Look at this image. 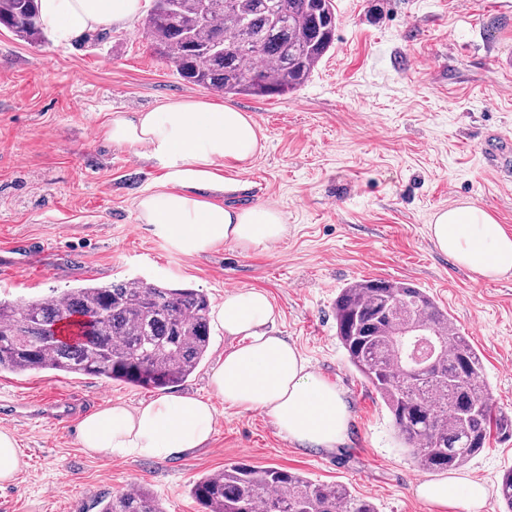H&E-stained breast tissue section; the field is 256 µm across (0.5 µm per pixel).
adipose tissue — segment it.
<instances>
[{"label": "adipose tissue", "mask_w": 512, "mask_h": 512, "mask_svg": "<svg viewBox=\"0 0 512 512\" xmlns=\"http://www.w3.org/2000/svg\"><path fill=\"white\" fill-rule=\"evenodd\" d=\"M143 0H39L40 18L56 44L90 32L124 26ZM105 139L154 162L162 177L137 201L141 223L154 225L172 249L198 255L227 242L245 251L280 242L287 233L282 213L267 204L231 209L204 198L227 189L223 171L245 168L263 150L254 119L233 107L186 98L146 112H114L102 125ZM434 247L477 280L512 274V234L487 211L461 205L438 211L428 226ZM216 316L236 343L212 371V400L163 395L129 406L107 402L85 416L77 439L92 455L165 460L204 447L212 437L215 399L243 411L266 413L292 442L333 449L344 443L351 419L341 392L312 372L287 338L269 325L276 310L261 290L225 293ZM417 495L444 507L462 497L466 512H483L484 485L463 478L421 482Z\"/></svg>", "instance_id": "ef3b65f1"}]
</instances>
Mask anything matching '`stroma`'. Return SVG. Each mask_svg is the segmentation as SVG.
Listing matches in <instances>:
<instances>
[{"instance_id":"stroma-1","label":"stroma","mask_w":512,"mask_h":512,"mask_svg":"<svg viewBox=\"0 0 512 512\" xmlns=\"http://www.w3.org/2000/svg\"><path fill=\"white\" fill-rule=\"evenodd\" d=\"M334 5L333 48L281 97L184 82L150 51L138 19L68 46H34L0 29V299L140 278L198 289L216 306L225 292L258 288L276 309L274 330L352 412L344 444L326 450L289 442L264 413L219 400L206 447L167 460L109 459L86 453L77 421L51 422L43 405L73 398L90 413L159 390L49 369L4 372L0 428L18 433L24 465L0 486V512H98V502L136 485L164 512H199L191 484L238 461L345 485L378 512H465L461 501L441 511L415 495L433 474L414 463L382 399L348 363L333 306L340 288L362 278L417 284L481 353L495 405L512 412V276L473 280L428 236L437 211L461 204L512 234V169L496 168L484 144L492 132L512 142V0ZM183 98L253 117L265 148L245 170L225 171L238 189L213 199L275 207L288 226L283 241L186 255L139 221L137 199L161 173L100 129L110 113ZM230 345L212 322L207 356L179 393L211 398L209 374ZM510 468L512 439L491 442L459 474L486 486L484 512H504L498 486Z\"/></svg>"}]
</instances>
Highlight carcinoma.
Instances as JSON below:
<instances>
[{"label": "carcinoma", "instance_id": "carcinoma-1", "mask_svg": "<svg viewBox=\"0 0 512 512\" xmlns=\"http://www.w3.org/2000/svg\"><path fill=\"white\" fill-rule=\"evenodd\" d=\"M153 53L185 82L224 95H286L302 87L336 41L333 0H153L144 20ZM0 26L44 40L38 0H0ZM348 361L390 411L424 470L466 466L491 436L512 438V415L492 401L480 353L433 298L412 282L361 279L334 303ZM419 332L444 348L414 380L405 359L424 360ZM210 345L205 293L126 280L0 300V372L52 369L168 390L198 368ZM512 512V469L498 487ZM202 512H377L338 484L279 467L237 462L194 483ZM98 512H164L144 487L100 502Z\"/></svg>", "mask_w": 512, "mask_h": 512}]
</instances>
